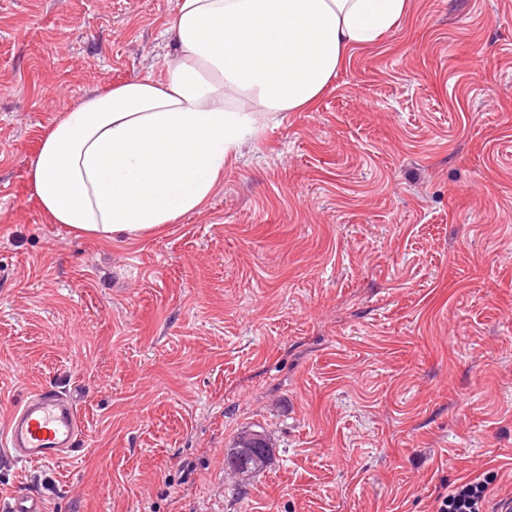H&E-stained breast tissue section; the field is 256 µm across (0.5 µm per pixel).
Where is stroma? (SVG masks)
Here are the masks:
<instances>
[{
  "instance_id": "stroma-1",
  "label": "stroma",
  "mask_w": 512,
  "mask_h": 512,
  "mask_svg": "<svg viewBox=\"0 0 512 512\" xmlns=\"http://www.w3.org/2000/svg\"><path fill=\"white\" fill-rule=\"evenodd\" d=\"M176 0H0V428L65 392L46 512H436L512 496V0H409L210 203L137 240L51 223L28 169L86 95L157 76ZM264 471L225 470L245 427ZM490 478H476L455 485L437 497L436 512H482Z\"/></svg>"
}]
</instances>
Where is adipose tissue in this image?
<instances>
[{
	"label": "adipose tissue",
	"instance_id": "ef3b65f1",
	"mask_svg": "<svg viewBox=\"0 0 512 512\" xmlns=\"http://www.w3.org/2000/svg\"><path fill=\"white\" fill-rule=\"evenodd\" d=\"M409 0H176L163 74L88 94L45 132L28 171L50 221L137 239L204 207L263 120L323 93L348 49ZM237 105H228V97Z\"/></svg>",
	"mask_w": 512,
	"mask_h": 512
}]
</instances>
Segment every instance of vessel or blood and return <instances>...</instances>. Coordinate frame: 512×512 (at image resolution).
<instances>
[{
  "instance_id": "1",
  "label": "vessel or blood",
  "mask_w": 512,
  "mask_h": 512,
  "mask_svg": "<svg viewBox=\"0 0 512 512\" xmlns=\"http://www.w3.org/2000/svg\"><path fill=\"white\" fill-rule=\"evenodd\" d=\"M81 431L72 400L65 394L40 387L23 406L11 412L0 446L19 462H47L75 448ZM0 512H45L43 502L30 493L0 496Z\"/></svg>"
}]
</instances>
